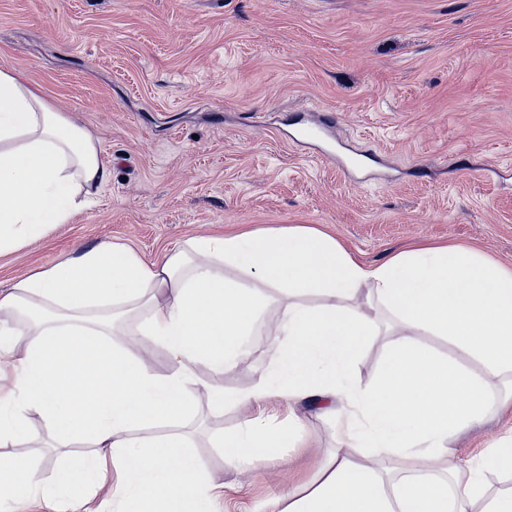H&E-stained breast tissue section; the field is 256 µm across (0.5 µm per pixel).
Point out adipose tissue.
Returning a JSON list of instances; mask_svg holds the SVG:
<instances>
[{
	"label": "adipose tissue",
	"mask_w": 512,
	"mask_h": 512,
	"mask_svg": "<svg viewBox=\"0 0 512 512\" xmlns=\"http://www.w3.org/2000/svg\"><path fill=\"white\" fill-rule=\"evenodd\" d=\"M110 172L95 139L55 111L39 90L0 69V253L38 242L92 207ZM391 316V340L375 374L359 355L376 325L357 299ZM321 295L318 303L308 294ZM282 299L275 364L248 395L253 414L217 445L246 466L273 461L303 420L340 406L347 423L315 475L272 500L268 512H512V494L487 499L484 470L512 472V437L483 469L455 449L480 425L495 390L512 378V268L463 244L357 261L335 238L292 225L198 236L154 261L103 244L79 251L0 289V372L15 397L0 402V503L21 506L38 489L37 469L4 448L37 412L56 447L83 441L110 453L123 483L122 512H211L217 494L183 426L200 372L219 374L246 357L259 320ZM448 340L478 368L425 342ZM148 339L168 369L148 370L136 352ZM270 400L288 404V424H264ZM98 462L77 457L50 486L79 501Z\"/></svg>",
	"instance_id": "adipose-tissue-1"
}]
</instances>
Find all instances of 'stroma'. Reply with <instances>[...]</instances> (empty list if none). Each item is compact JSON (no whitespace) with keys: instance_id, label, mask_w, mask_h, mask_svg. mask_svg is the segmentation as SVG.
<instances>
[{"instance_id":"obj_1","label":"stroma","mask_w":512,"mask_h":512,"mask_svg":"<svg viewBox=\"0 0 512 512\" xmlns=\"http://www.w3.org/2000/svg\"><path fill=\"white\" fill-rule=\"evenodd\" d=\"M0 68L25 74L97 140L111 177L95 208L35 245L0 255V289L80 249L119 243L144 259L194 235L302 224L367 264L436 243L512 265V0H0ZM335 111L333 161L291 124ZM260 328L242 367L210 377L248 395L277 357ZM250 412L209 411L186 429L213 484L214 512H263L307 484L337 445L339 419L304 408L300 447L241 472L220 431ZM13 447L50 485L89 445L51 444L28 413ZM512 433L496 413L456 445L479 461ZM42 490L24 512H115L117 472L81 504Z\"/></svg>"}]
</instances>
